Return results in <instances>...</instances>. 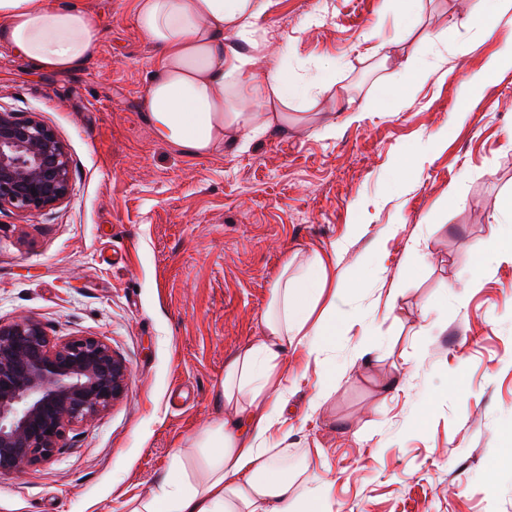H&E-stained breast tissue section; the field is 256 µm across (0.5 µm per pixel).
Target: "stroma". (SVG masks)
<instances>
[{"instance_id":"1","label":"stroma","mask_w":512,"mask_h":512,"mask_svg":"<svg viewBox=\"0 0 512 512\" xmlns=\"http://www.w3.org/2000/svg\"><path fill=\"white\" fill-rule=\"evenodd\" d=\"M79 2L102 23L80 69L40 72L0 45V109L38 113L73 176L56 208L0 211V321L104 339L128 386L49 462L0 476V512H128L177 456L200 476L190 437L215 417L225 360L261 335L285 255L335 243L339 271L377 256L387 272L336 299L341 377L321 406L304 354L283 364L289 466L323 449L334 512H512V260L485 252L512 195V69L479 94L466 85L512 25L477 17L479 0H421L408 26L399 0H272L269 65L303 80L323 66L335 83L248 151L194 158L145 120L158 51L133 0ZM386 55L445 75L382 69ZM426 138L431 159L414 166Z\"/></svg>"}]
</instances>
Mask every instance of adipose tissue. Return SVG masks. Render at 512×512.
Wrapping results in <instances>:
<instances>
[{
    "label": "adipose tissue",
    "instance_id": "ef3b65f1",
    "mask_svg": "<svg viewBox=\"0 0 512 512\" xmlns=\"http://www.w3.org/2000/svg\"><path fill=\"white\" fill-rule=\"evenodd\" d=\"M271 0H134L138 30L159 50L145 97L155 137L191 157L230 145L246 150L272 129L288 126V106L331 84L307 82L285 69H262L265 17ZM99 16L60 0H0V44L37 70L67 74L92 55ZM259 111H252L251 103ZM341 247L311 251L304 263L284 260L270 289L262 334L224 363L222 409L192 438L203 451L205 478L164 481L133 512H332L333 484L310 482L311 455L288 467L279 438L291 387L279 368L300 348L318 369L315 403L335 386L329 353L336 321V265Z\"/></svg>",
    "mask_w": 512,
    "mask_h": 512
}]
</instances>
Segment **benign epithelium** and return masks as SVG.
Returning <instances> with one entry per match:
<instances>
[{
  "instance_id": "7a95c632",
  "label": "benign epithelium",
  "mask_w": 512,
  "mask_h": 512,
  "mask_svg": "<svg viewBox=\"0 0 512 512\" xmlns=\"http://www.w3.org/2000/svg\"><path fill=\"white\" fill-rule=\"evenodd\" d=\"M72 164L37 113L0 109V210L42 212L69 198ZM125 363L94 336L52 340L29 317L0 322V475L49 461L67 427L121 398Z\"/></svg>"
}]
</instances>
